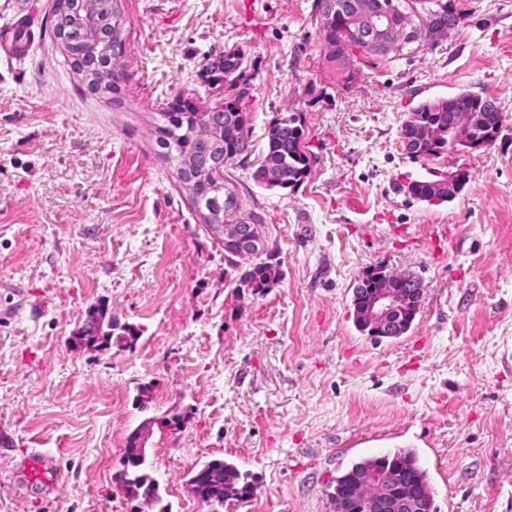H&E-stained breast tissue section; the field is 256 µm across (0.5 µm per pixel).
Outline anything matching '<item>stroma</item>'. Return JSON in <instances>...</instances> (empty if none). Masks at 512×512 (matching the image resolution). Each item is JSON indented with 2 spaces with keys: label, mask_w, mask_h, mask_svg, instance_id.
<instances>
[{
  "label": "stroma",
  "mask_w": 512,
  "mask_h": 512,
  "mask_svg": "<svg viewBox=\"0 0 512 512\" xmlns=\"http://www.w3.org/2000/svg\"><path fill=\"white\" fill-rule=\"evenodd\" d=\"M467 22L433 49L325 69L313 0H125L130 75L121 101L86 93L49 37L51 0H0L34 17L15 59L0 52V512H135L113 483L127 436L154 427L151 473L172 512H331L353 464L414 452L434 512H512V0H456ZM252 74V163L273 116L300 114L309 177L265 189L228 174L268 225L282 279L261 295L195 221L154 149L163 104L208 100L225 50ZM469 90L503 108L490 148L412 162L400 127L420 103ZM465 169L451 202L396 188L428 167ZM382 265L422 281L402 336L353 321L356 279ZM142 327L134 348H72L90 304ZM156 384L150 413L138 383ZM53 456L56 489L31 476ZM220 458L257 492L217 505L188 480Z\"/></svg>",
  "instance_id": "35a3bbf8"
}]
</instances>
